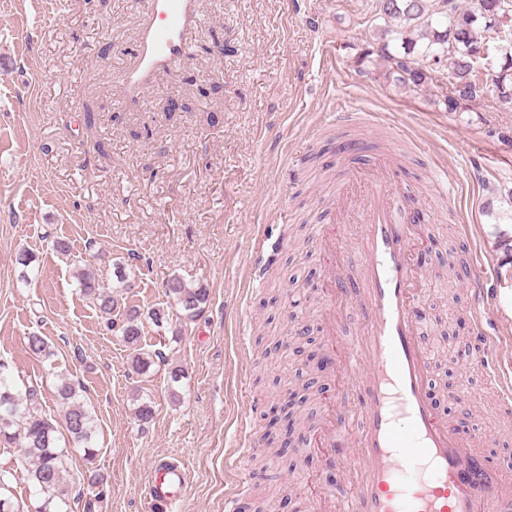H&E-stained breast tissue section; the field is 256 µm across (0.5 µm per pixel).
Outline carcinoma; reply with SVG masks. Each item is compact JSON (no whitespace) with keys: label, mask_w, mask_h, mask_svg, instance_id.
Here are the masks:
<instances>
[{"label":"carcinoma","mask_w":512,"mask_h":512,"mask_svg":"<svg viewBox=\"0 0 512 512\" xmlns=\"http://www.w3.org/2000/svg\"><path fill=\"white\" fill-rule=\"evenodd\" d=\"M371 22L379 42L363 47L356 58L360 66L371 65L379 76L408 88H426L437 104L448 112H463L487 90L480 61L473 54L489 48L496 63L493 85L499 103L512 104V40H492L491 22L502 20L512 29V0H373ZM83 294L98 309L107 326H112L115 303L112 295L99 290L93 272L79 274ZM165 295L183 320L197 317L209 301V289L189 284L179 276L167 279ZM138 311L126 314L123 339L133 349L131 366L146 372L152 355L139 351L141 338ZM0 363V443H19L27 464L29 482L43 500L37 512H71L70 490L65 479L67 455L61 446L62 433L42 414L41 393L34 384L18 385L4 373ZM54 398L64 409L65 430L91 462L97 455L96 420L81 399L75 382L57 375ZM12 473L0 469V512H20L6 494Z\"/></svg>","instance_id":"1"}]
</instances>
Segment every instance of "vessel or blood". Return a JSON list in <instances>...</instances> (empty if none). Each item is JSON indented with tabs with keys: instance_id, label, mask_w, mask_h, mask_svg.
<instances>
[{
	"instance_id": "b4317fda",
	"label": "vessel or blood",
	"mask_w": 512,
	"mask_h": 512,
	"mask_svg": "<svg viewBox=\"0 0 512 512\" xmlns=\"http://www.w3.org/2000/svg\"><path fill=\"white\" fill-rule=\"evenodd\" d=\"M136 61L124 77L134 94L150 85L190 53L198 21L197 0H147ZM338 134L335 152L353 161L366 177L362 222L355 246L363 257L359 277L344 275L337 264L346 241L321 235L325 279L321 310L330 326L325 357L347 383L338 392L341 404L355 403V426H336V406L328 405L324 426L303 445L299 455L319 453L323 464L351 461L356 479L349 488L315 498V512H512V470L489 463L476 446L479 433L463 434L431 398V360L422 335L427 308L420 297L419 264L413 240L416 214L404 155L367 139L348 137L352 126L374 127V112L328 113ZM265 241L254 246L247 279L255 281L276 261ZM474 305L472 333L490 349L500 337L489 335L485 313L489 296L480 275L467 272ZM354 306L359 320L346 336L340 313ZM339 403V404H340ZM240 446L231 466L247 469L256 444L239 428ZM185 466L161 460L151 468L145 497L155 512H165L186 491Z\"/></svg>"
}]
</instances>
